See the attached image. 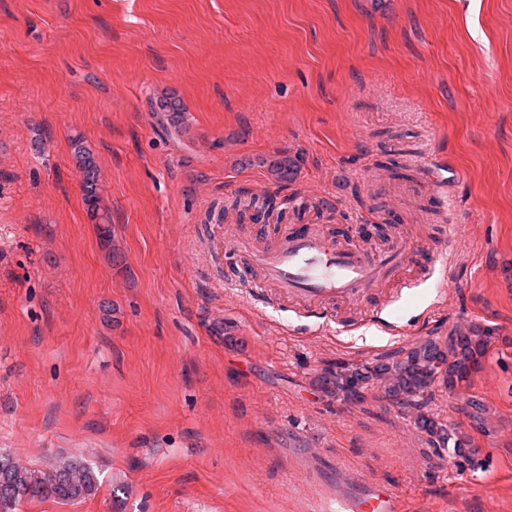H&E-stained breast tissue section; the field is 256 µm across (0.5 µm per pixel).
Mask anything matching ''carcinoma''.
<instances>
[{
  "label": "carcinoma",
  "instance_id": "cac0c4a2",
  "mask_svg": "<svg viewBox=\"0 0 512 512\" xmlns=\"http://www.w3.org/2000/svg\"><path fill=\"white\" fill-rule=\"evenodd\" d=\"M167 113L168 123L179 128L184 123L185 107L175 97H165L157 103ZM72 157L82 174V191L87 213L96 224L101 238L111 240V215L103 203L100 170L92 150L80 137L70 140ZM240 215L252 213V219L266 224H280L284 211L275 207L267 197L262 199L238 194L218 214L223 220L228 211ZM490 336L485 330L471 326L456 331L441 341L430 340L401 350L395 355L378 360L362 373H352V395L361 397L363 386L371 381L379 383V397L396 406L411 405L418 409L440 384L452 393L471 385L474 375L481 370L487 356ZM468 417L481 431L487 429L486 409L477 400L470 402ZM416 425L438 446H452L453 453L467 459L474 452L471 438L447 427L439 420L420 411L415 415ZM98 489L96 473L82 456H70L55 461L45 471L28 468L8 454L0 452V512H17V507L35 499L53 498L60 503H74Z\"/></svg>",
  "mask_w": 512,
  "mask_h": 512
}]
</instances>
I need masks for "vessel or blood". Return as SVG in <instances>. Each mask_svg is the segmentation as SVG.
I'll return each mask as SVG.
<instances>
[{"label": "vessel or blood", "instance_id": "b4317fda", "mask_svg": "<svg viewBox=\"0 0 512 512\" xmlns=\"http://www.w3.org/2000/svg\"><path fill=\"white\" fill-rule=\"evenodd\" d=\"M441 181L438 169L424 168L422 182L431 187L435 204L444 210L448 197ZM235 247L247 253L248 268L261 285L272 289L278 299L326 322L333 319L331 303L363 305L410 264L407 244L368 253L343 242L332 230L307 224L289 225L270 244L239 241ZM336 500L341 512H402L400 500L384 485H374L358 498L340 492Z\"/></svg>", "mask_w": 512, "mask_h": 512}]
</instances>
